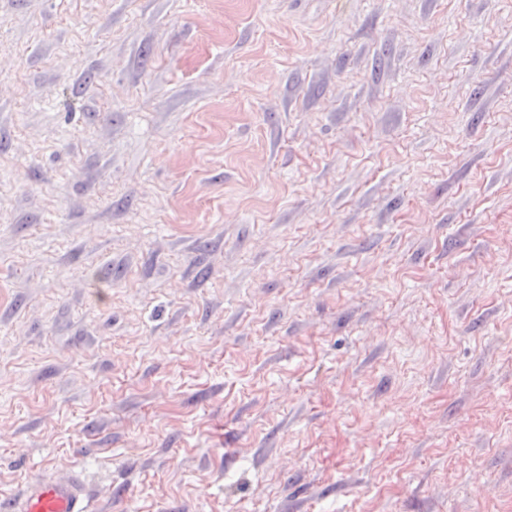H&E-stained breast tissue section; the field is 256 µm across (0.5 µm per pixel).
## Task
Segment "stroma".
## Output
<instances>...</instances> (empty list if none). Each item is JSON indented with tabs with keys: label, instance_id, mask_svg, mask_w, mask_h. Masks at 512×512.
Returning a JSON list of instances; mask_svg holds the SVG:
<instances>
[{
	"label": "stroma",
	"instance_id": "obj_1",
	"mask_svg": "<svg viewBox=\"0 0 512 512\" xmlns=\"http://www.w3.org/2000/svg\"><path fill=\"white\" fill-rule=\"evenodd\" d=\"M512 512V0H0V498ZM19 512H87L79 484L74 480L38 478L27 484Z\"/></svg>",
	"mask_w": 512,
	"mask_h": 512
}]
</instances>
